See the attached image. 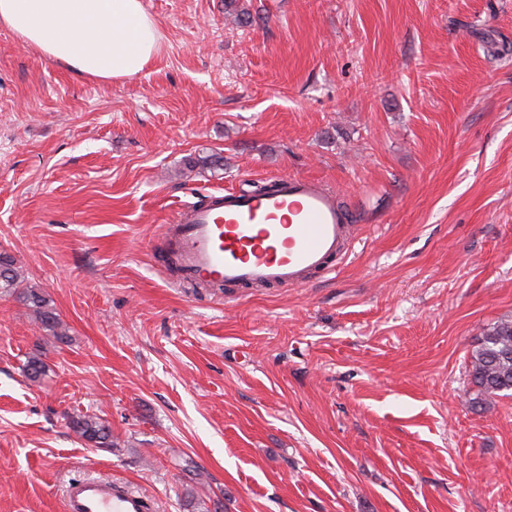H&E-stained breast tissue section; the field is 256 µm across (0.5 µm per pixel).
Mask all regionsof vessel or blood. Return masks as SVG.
Returning <instances> with one entry per match:
<instances>
[{
    "label": "vessel or blood",
    "mask_w": 512,
    "mask_h": 512,
    "mask_svg": "<svg viewBox=\"0 0 512 512\" xmlns=\"http://www.w3.org/2000/svg\"><path fill=\"white\" fill-rule=\"evenodd\" d=\"M274 189H229L178 207L164 227L178 254L180 277L228 288L306 286L345 259L351 214L318 181L280 176ZM66 512H151L144 494L116 480H73Z\"/></svg>",
    "instance_id": "1"
}]
</instances>
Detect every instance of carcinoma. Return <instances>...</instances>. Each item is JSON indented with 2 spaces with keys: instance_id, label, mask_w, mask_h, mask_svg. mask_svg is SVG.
Returning a JSON list of instances; mask_svg holds the SVG:
<instances>
[{
  "instance_id": "cac0c4a2",
  "label": "carcinoma",
  "mask_w": 512,
  "mask_h": 512,
  "mask_svg": "<svg viewBox=\"0 0 512 512\" xmlns=\"http://www.w3.org/2000/svg\"><path fill=\"white\" fill-rule=\"evenodd\" d=\"M14 297L29 311L45 331L57 342L69 340L67 328L53 305V301L43 291L27 286L18 273L14 257L0 252V293ZM25 377L31 382H39L46 376L47 366L37 354L28 357L23 366ZM470 382L477 388L474 403L498 396L504 391H512V318H503L490 326L480 339L479 345L469 357ZM70 428L82 440L96 448L115 447L112 429L97 414H77L71 417Z\"/></svg>"
}]
</instances>
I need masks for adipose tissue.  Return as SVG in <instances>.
Segmentation results:
<instances>
[{
	"mask_svg": "<svg viewBox=\"0 0 512 512\" xmlns=\"http://www.w3.org/2000/svg\"><path fill=\"white\" fill-rule=\"evenodd\" d=\"M0 25L49 62L104 81L139 75L160 50L142 0H0Z\"/></svg>",
	"mask_w": 512,
	"mask_h": 512,
	"instance_id": "1",
	"label": "adipose tissue"
}]
</instances>
